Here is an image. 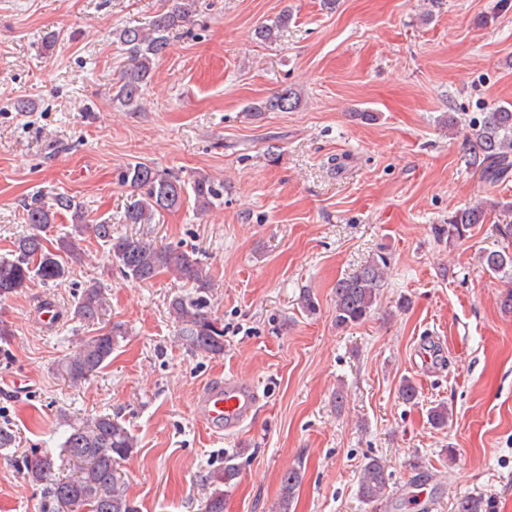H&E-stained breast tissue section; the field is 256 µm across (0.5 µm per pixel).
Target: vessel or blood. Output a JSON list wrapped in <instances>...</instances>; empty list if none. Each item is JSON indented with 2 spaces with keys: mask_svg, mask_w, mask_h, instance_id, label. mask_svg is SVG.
Returning <instances> with one entry per match:
<instances>
[{
  "mask_svg": "<svg viewBox=\"0 0 512 512\" xmlns=\"http://www.w3.org/2000/svg\"><path fill=\"white\" fill-rule=\"evenodd\" d=\"M258 398L251 384L228 377L204 387L196 397L195 409L211 429L230 432L250 420Z\"/></svg>",
  "mask_w": 512,
  "mask_h": 512,
  "instance_id": "1",
  "label": "vessel or blood"
}]
</instances>
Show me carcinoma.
Masks as SVG:
<instances>
[{
	"instance_id": "obj_1",
	"label": "carcinoma",
	"mask_w": 512,
	"mask_h": 512,
	"mask_svg": "<svg viewBox=\"0 0 512 512\" xmlns=\"http://www.w3.org/2000/svg\"><path fill=\"white\" fill-rule=\"evenodd\" d=\"M188 17L189 9L179 6L155 15L146 32L130 27L114 32L131 61L120 77L116 92V101L121 106L139 107L156 61L167 52L170 31L185 23ZM286 25L288 12L285 11L273 24L259 26L256 33L271 42ZM296 101L295 94L287 90L257 103L254 111L286 112L295 107ZM468 127L470 133L465 140L468 165L480 171L488 182L511 177L512 107L496 106L470 119ZM121 181L141 191V198L125 212L127 224H150L160 210L180 208L189 189L199 215L220 204L224 196V183L206 173H197L187 185L179 176L145 162L128 163L121 172ZM62 212L70 215L72 231L49 242L40 231L55 223ZM25 220L30 231L15 240L8 255L0 257V300L23 292L36 279L51 286L66 282L72 266L85 263L79 238L90 234L107 246L111 263L125 279L148 282L168 273L190 286L189 292L176 295L169 302L179 341L191 352L224 353V323L213 313L209 298L212 279L196 251L157 248L127 236H116L106 221L88 223L82 203L65 194L56 195L49 202L28 205ZM487 221L488 209L483 206L458 209L448 216V237L461 239L472 227ZM493 230L503 246L483 252L482 267L489 273H504L512 270V221L495 224ZM386 264L384 257H373L351 276L336 282V326H356L370 317L385 284ZM106 312L107 303L98 282L83 288L70 309L73 319L92 325L102 323ZM122 336V326L114 323L81 339L60 364L62 376L75 386L87 381L111 362L112 352ZM61 419L68 426L63 451L73 461L71 473L60 475L53 457L34 454L24 462L29 478L42 485L61 509L84 506L87 512H136L117 469L136 447L130 431L109 414L71 422L63 413ZM239 474L240 468L232 456L224 459V466L210 471L205 477L210 492L202 501L201 512H224V499L236 485ZM303 477L299 462L283 474L276 512H291L295 491ZM389 477L381 458L367 457L358 481L361 501L373 506L381 504L386 498ZM454 512H485L484 502L480 497L464 496L457 499Z\"/></svg>"
}]
</instances>
